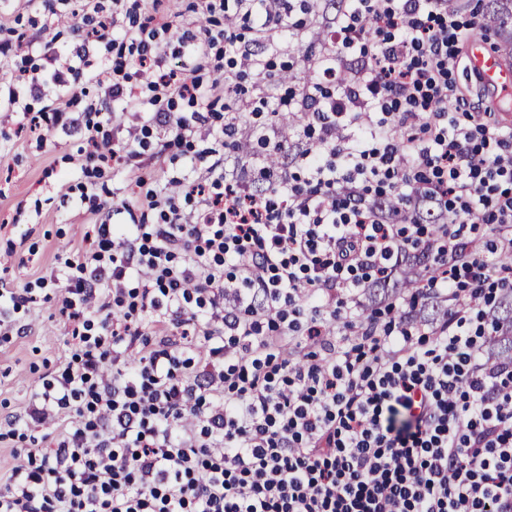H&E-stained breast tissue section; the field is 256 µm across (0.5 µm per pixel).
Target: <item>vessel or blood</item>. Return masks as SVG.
Here are the masks:
<instances>
[{
  "instance_id": "1",
  "label": "vessel or blood",
  "mask_w": 512,
  "mask_h": 512,
  "mask_svg": "<svg viewBox=\"0 0 512 512\" xmlns=\"http://www.w3.org/2000/svg\"><path fill=\"white\" fill-rule=\"evenodd\" d=\"M465 69L475 75L483 86L499 101L504 110L499 119L512 124V63L492 49L481 38L469 42L464 56Z\"/></svg>"
}]
</instances>
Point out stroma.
<instances>
[{"label":"stroma","instance_id":"obj_1","mask_svg":"<svg viewBox=\"0 0 512 512\" xmlns=\"http://www.w3.org/2000/svg\"><path fill=\"white\" fill-rule=\"evenodd\" d=\"M48 19L41 0H0V37L13 28L35 38ZM329 40L326 28L307 31L273 57V76L267 81L270 107L289 110L280 75L291 72L298 83L309 76L300 45L321 48ZM21 119V114L0 110V277L12 288L32 289L36 301L29 318H16L8 334L0 333V422L24 412L45 366H58L69 352L71 325L59 312L64 286L50 282L52 269L85 247L92 225L129 221L128 215L80 204L78 186L85 176L77 162L79 135L58 129L19 136L15 130ZM190 171L186 156L170 152L157 159L147 150L138 169L108 168L102 181L127 198L136 179L151 185Z\"/></svg>","mask_w":512,"mask_h":512}]
</instances>
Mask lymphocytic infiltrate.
Wrapping results in <instances>:
<instances>
[{
  "instance_id": "1",
  "label": "lymphocytic infiltrate",
  "mask_w": 512,
  "mask_h": 512,
  "mask_svg": "<svg viewBox=\"0 0 512 512\" xmlns=\"http://www.w3.org/2000/svg\"><path fill=\"white\" fill-rule=\"evenodd\" d=\"M217 9L196 0L194 28L133 6L74 12L73 49L50 26L0 39V106L29 130L82 134L81 199L100 201L104 164L139 157L115 148L116 106L138 119L140 148L183 147L198 165L147 192L156 223L95 225L65 259L70 354L6 433L65 424L56 448L12 469L0 512H512V358L486 359L500 330L487 309L512 282H489L485 256L512 254V127L450 79L469 23L448 0H336L335 41L305 58L322 79L289 97L309 119L301 169L259 192L226 173L218 144L268 102L220 109L232 88L199 62L266 76L318 4L233 0L214 31ZM21 51L39 75L12 69ZM89 82L101 95L87 105ZM411 250L445 263L442 278L385 323L361 320L347 293ZM440 293L442 316L417 323L420 299Z\"/></svg>"
}]
</instances>
